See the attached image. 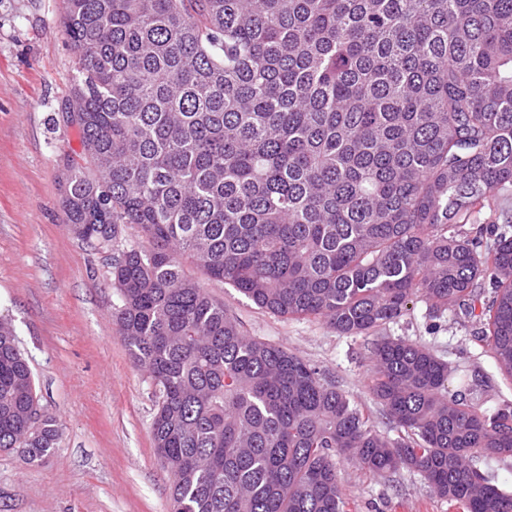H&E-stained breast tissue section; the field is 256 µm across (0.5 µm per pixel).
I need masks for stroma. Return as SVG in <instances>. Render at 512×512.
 <instances>
[{"instance_id":"1","label":"stroma","mask_w":512,"mask_h":512,"mask_svg":"<svg viewBox=\"0 0 512 512\" xmlns=\"http://www.w3.org/2000/svg\"><path fill=\"white\" fill-rule=\"evenodd\" d=\"M62 0H0V320L11 323L34 372L41 405L61 429L55 452L32 463L0 452V512H170L169 478L154 454L152 386L118 332L108 250L76 238L63 210V159L81 139L62 112L76 59L59 26ZM207 292L250 336L325 370L378 427L367 337L327 321L282 318L231 286ZM462 310L430 315L417 300L386 335L433 349L453 370L450 389L483 377L485 408L512 403L502 373ZM348 512H460L412 471L382 479L338 459Z\"/></svg>"}]
</instances>
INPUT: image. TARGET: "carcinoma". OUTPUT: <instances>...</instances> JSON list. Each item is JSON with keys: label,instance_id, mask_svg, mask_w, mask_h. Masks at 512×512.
Returning a JSON list of instances; mask_svg holds the SVG:
<instances>
[{"label": "carcinoma", "instance_id": "cac0c4a2", "mask_svg": "<svg viewBox=\"0 0 512 512\" xmlns=\"http://www.w3.org/2000/svg\"><path fill=\"white\" fill-rule=\"evenodd\" d=\"M60 25L82 145L67 224L105 249L122 224L153 243L117 250L111 275L171 512H347L338 458L414 471L463 512H512L479 466L512 459L511 404L448 394L433 350L377 336L392 438L185 271L345 336L417 298L458 308L512 377V219L467 227L512 184V0H63ZM37 403L1 320L0 451L53 453L60 426Z\"/></svg>", "mask_w": 512, "mask_h": 512}]
</instances>
